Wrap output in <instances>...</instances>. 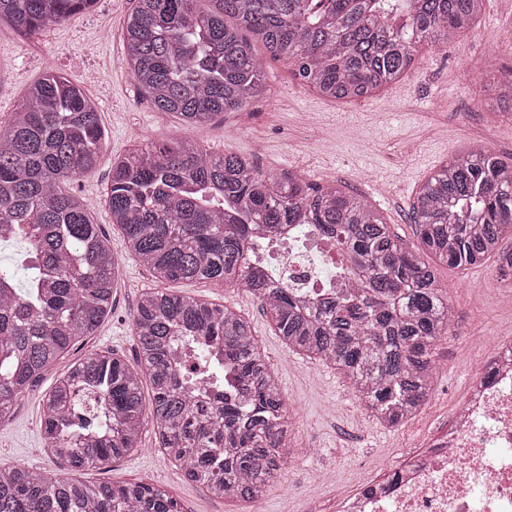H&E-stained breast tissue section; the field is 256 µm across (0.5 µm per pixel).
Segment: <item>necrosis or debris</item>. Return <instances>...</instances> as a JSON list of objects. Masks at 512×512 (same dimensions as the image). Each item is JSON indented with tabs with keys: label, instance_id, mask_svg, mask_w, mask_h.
Masks as SVG:
<instances>
[{
	"label": "necrosis or debris",
	"instance_id": "4bbe7bcc",
	"mask_svg": "<svg viewBox=\"0 0 512 512\" xmlns=\"http://www.w3.org/2000/svg\"><path fill=\"white\" fill-rule=\"evenodd\" d=\"M269 271L308 296L341 278L309 224L281 240ZM390 472L339 494L336 512H512V340H490L451 427Z\"/></svg>",
	"mask_w": 512,
	"mask_h": 512
}]
</instances>
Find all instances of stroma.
<instances>
[{
    "mask_svg": "<svg viewBox=\"0 0 512 512\" xmlns=\"http://www.w3.org/2000/svg\"><path fill=\"white\" fill-rule=\"evenodd\" d=\"M130 0H96L93 8L34 36L0 27V124L11 120L28 88L54 66L98 104L107 138L95 172L69 181L113 253L122 258L111 314L49 369L0 422V461L63 473L62 461L44 450L40 421L44 397L70 364L84 355L112 351L136 360L132 316L150 273L126 252L106 203L112 162L132 136H188L214 153L232 152L260 170L295 171L315 181L333 180L366 196L408 246H416L410 205L419 186L460 151L486 147L512 157V118L497 106V81L512 70V0H484L476 28L456 42L423 47L413 68L378 93L331 101L298 83L288 65L267 59L268 96L244 111L227 112L209 125L186 129L173 115L155 111L129 73L122 24ZM448 292L455 327L436 350L434 391L427 405L397 429L372 422L344 378L333 368L285 347L269 316L245 288L207 280L167 283V291L226 305L243 314L265 352L289 408L293 453L260 502L258 512H336L338 489H355L367 473L421 446L448 425L455 402L481 369L483 346L495 336L512 339V288L494 259L465 270L437 266ZM89 482L142 480L175 497L183 512H244L240 503L210 497L157 450L144 426L135 451L104 468L78 472Z\"/></svg>",
    "mask_w": 512,
    "mask_h": 512,
    "instance_id": "1",
    "label": "stroma"
}]
</instances>
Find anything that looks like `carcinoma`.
<instances>
[{"label": "carcinoma", "mask_w": 512, "mask_h": 512, "mask_svg": "<svg viewBox=\"0 0 512 512\" xmlns=\"http://www.w3.org/2000/svg\"><path fill=\"white\" fill-rule=\"evenodd\" d=\"M94 0H0V23L24 35L63 24ZM123 46L131 76L158 112L209 124L266 94L248 35L333 100L364 97L408 72L416 49L474 28L483 0H133ZM105 142L84 91L46 70L0 127V420L112 310L119 263L83 201L63 189L91 174ZM112 223L154 281L243 286L293 352L343 375L375 423L398 428L428 403L435 350L452 310L422 255L467 268L496 255L512 272V158L457 154L411 204L419 241L403 244L380 213L335 184L271 175L187 139H138L112 162ZM313 224L346 265L349 287L312 300L270 279L254 240ZM133 364L93 352L43 400L46 451L71 471L107 465L140 446L146 419L164 456L221 499H263L287 462L288 404L240 313L162 288L141 293ZM149 381L151 398L142 384ZM0 512H183L143 482L85 483L0 467Z\"/></svg>", "instance_id": "1"}]
</instances>
